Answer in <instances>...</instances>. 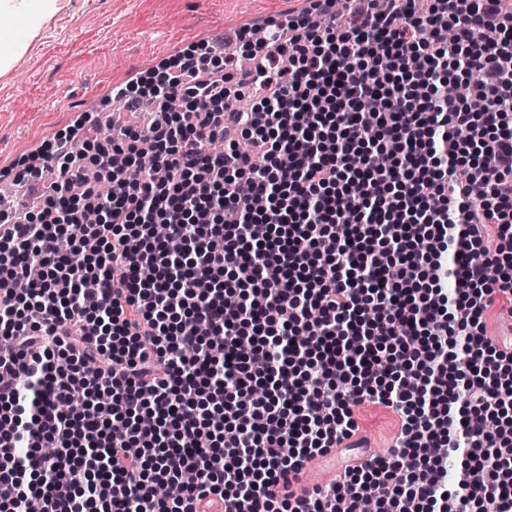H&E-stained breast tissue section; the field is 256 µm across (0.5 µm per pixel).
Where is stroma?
Returning a JSON list of instances; mask_svg holds the SVG:
<instances>
[{"instance_id":"stroma-1","label":"stroma","mask_w":512,"mask_h":512,"mask_svg":"<svg viewBox=\"0 0 512 512\" xmlns=\"http://www.w3.org/2000/svg\"><path fill=\"white\" fill-rule=\"evenodd\" d=\"M12 69L0 74V177L15 178L59 132L93 104L109 103L116 83L146 77L153 66L211 37L234 36L304 10L306 0H61ZM372 451L388 456L400 434L396 412L356 409Z\"/></svg>"}]
</instances>
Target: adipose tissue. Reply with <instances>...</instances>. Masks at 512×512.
Instances as JSON below:
<instances>
[{
    "label": "adipose tissue",
    "instance_id": "obj_1",
    "mask_svg": "<svg viewBox=\"0 0 512 512\" xmlns=\"http://www.w3.org/2000/svg\"><path fill=\"white\" fill-rule=\"evenodd\" d=\"M60 9L59 0H0V11L17 12L27 27L26 38H16L14 31L0 29V72H6L29 46L40 26Z\"/></svg>",
    "mask_w": 512,
    "mask_h": 512
}]
</instances>
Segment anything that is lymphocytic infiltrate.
Instances as JSON below:
<instances>
[{
    "label": "lymphocytic infiltrate",
    "mask_w": 512,
    "mask_h": 512,
    "mask_svg": "<svg viewBox=\"0 0 512 512\" xmlns=\"http://www.w3.org/2000/svg\"><path fill=\"white\" fill-rule=\"evenodd\" d=\"M309 2L241 32L254 69L184 52L126 86L146 127L79 122L18 174L48 183L0 218V512H512V353L482 322L512 303V0ZM147 156L168 179L127 177ZM368 401L390 455L279 495Z\"/></svg>",
    "instance_id": "lymphocytic-infiltrate-1"
}]
</instances>
